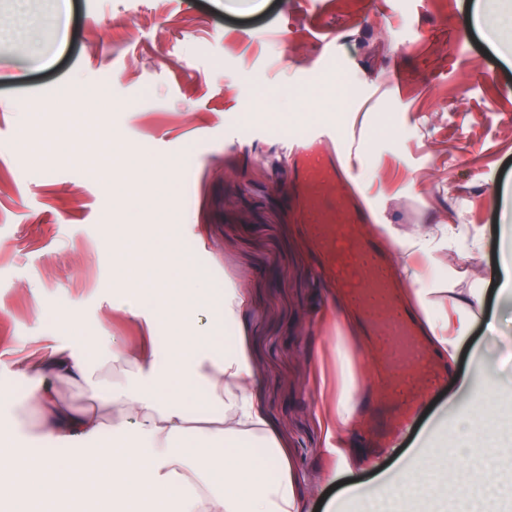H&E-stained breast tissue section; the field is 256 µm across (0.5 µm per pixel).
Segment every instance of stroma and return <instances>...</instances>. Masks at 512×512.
<instances>
[{"instance_id":"1","label":"stroma","mask_w":512,"mask_h":512,"mask_svg":"<svg viewBox=\"0 0 512 512\" xmlns=\"http://www.w3.org/2000/svg\"><path fill=\"white\" fill-rule=\"evenodd\" d=\"M476 0H68L55 39V0H0V381L13 403L16 453L62 457L28 404L16 341L47 351L64 342L68 311L97 336H131L113 315L112 225L136 184L143 222L166 217L181 252L215 286L248 288L244 325L218 326L221 345L244 338L272 428L289 450L305 512H360L342 490L370 488L421 442L440 444L461 404L453 380L425 391L412 411L392 409L372 353L353 359L365 385L350 437L358 465L331 472L322 495L307 482L326 469L313 372L336 375L343 325H319L332 302L322 262L295 221L288 145L315 126L335 151H353L355 187L395 252L398 238L463 225L449 271L416 265L435 287L473 297L477 319L459 368L475 357L505 383L497 433L512 442V310L499 306L498 232L512 189V56L502 57L463 19ZM82 95L42 111L48 87ZM116 140L155 163H176L173 190L135 169L116 175ZM399 424L381 438L379 416Z\"/></svg>"}]
</instances>
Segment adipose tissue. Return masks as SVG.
<instances>
[{
  "instance_id": "obj_1",
  "label": "adipose tissue",
  "mask_w": 512,
  "mask_h": 512,
  "mask_svg": "<svg viewBox=\"0 0 512 512\" xmlns=\"http://www.w3.org/2000/svg\"><path fill=\"white\" fill-rule=\"evenodd\" d=\"M127 209V220L112 227V256L122 266L117 287L134 289L135 297L117 311L139 339L107 343L74 326L68 342L46 354H26L18 372L30 382L28 400L42 432L73 450L61 460L32 458L21 470L1 455L0 501L14 500L23 486L28 495L21 512H56L62 502L90 496L109 501L112 512H303L297 474L269 428L245 345L217 352L212 330L191 322L196 312L214 310L224 323H243L247 290L210 287L166 224L140 223L136 198L128 199ZM474 320L469 299L454 295L427 316L424 332L434 351L453 364ZM161 326L170 333L163 346L155 341ZM103 355L120 371L106 391V417L62 401L55 387L59 381L94 385ZM336 365L337 384L322 376L314 384L329 399L319 419L322 452L342 468L348 464L342 444L359 407L341 343ZM498 387L490 373L481 386L468 387L466 406L451 428L464 443L382 481L370 512H414L413 501L423 498L430 501L428 512H512L499 440L473 422L475 415L492 413ZM107 423L112 440L103 443L99 436ZM87 441L93 447L85 452L80 445ZM452 472L461 484L454 507L447 490Z\"/></svg>"
}]
</instances>
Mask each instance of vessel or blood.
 <instances>
[{
	"label": "vessel or blood",
	"instance_id": "vessel-or-blood-1",
	"mask_svg": "<svg viewBox=\"0 0 512 512\" xmlns=\"http://www.w3.org/2000/svg\"><path fill=\"white\" fill-rule=\"evenodd\" d=\"M331 136L329 129H314L301 147L295 170L303 186L300 222L315 242L337 293L356 309L373 337L386 392L409 401L437 376L419 336L417 316L398 294L397 271L379 240L368 234L369 210L342 165L318 148Z\"/></svg>",
	"mask_w": 512,
	"mask_h": 512
}]
</instances>
